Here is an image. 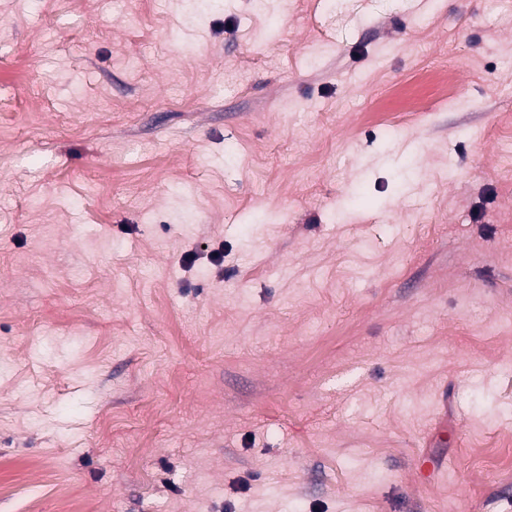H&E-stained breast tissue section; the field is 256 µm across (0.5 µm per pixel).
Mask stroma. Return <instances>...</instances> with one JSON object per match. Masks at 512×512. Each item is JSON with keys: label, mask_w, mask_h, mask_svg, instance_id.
I'll use <instances>...</instances> for the list:
<instances>
[{"label": "stroma", "mask_w": 512, "mask_h": 512, "mask_svg": "<svg viewBox=\"0 0 512 512\" xmlns=\"http://www.w3.org/2000/svg\"><path fill=\"white\" fill-rule=\"evenodd\" d=\"M510 116L512 0H0V512H512Z\"/></svg>", "instance_id": "stroma-1"}]
</instances>
